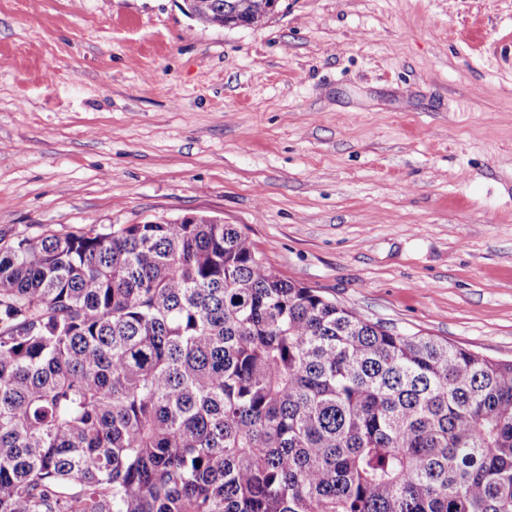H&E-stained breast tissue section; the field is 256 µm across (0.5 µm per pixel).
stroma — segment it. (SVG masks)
Here are the masks:
<instances>
[{"label":"stroma","mask_w":512,"mask_h":512,"mask_svg":"<svg viewBox=\"0 0 512 512\" xmlns=\"http://www.w3.org/2000/svg\"><path fill=\"white\" fill-rule=\"evenodd\" d=\"M205 214L363 318L512 359V0H0V242ZM257 1L260 0H191L187 7L192 11L191 18L203 26L238 27L239 21H245L258 27L270 14L262 12ZM233 3L241 4L239 13L226 7Z\"/></svg>","instance_id":"obj_1"}]
</instances>
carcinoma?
<instances>
[{"label":"carcinoma","mask_w":512,"mask_h":512,"mask_svg":"<svg viewBox=\"0 0 512 512\" xmlns=\"http://www.w3.org/2000/svg\"><path fill=\"white\" fill-rule=\"evenodd\" d=\"M0 512H512V360L372 323L216 217L20 236Z\"/></svg>","instance_id":"1"}]
</instances>
